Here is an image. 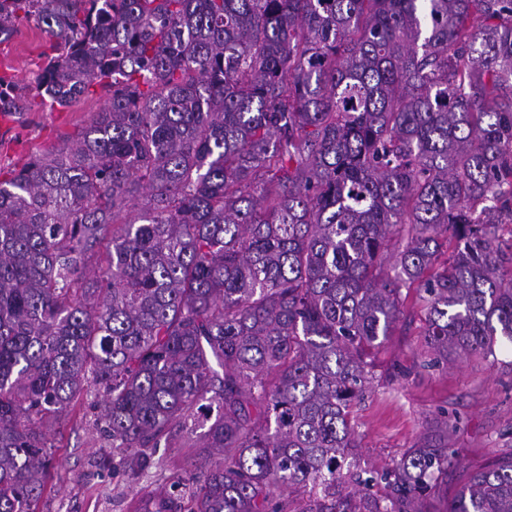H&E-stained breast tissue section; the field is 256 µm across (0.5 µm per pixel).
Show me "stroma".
Segmentation results:
<instances>
[{
	"mask_svg": "<svg viewBox=\"0 0 512 512\" xmlns=\"http://www.w3.org/2000/svg\"><path fill=\"white\" fill-rule=\"evenodd\" d=\"M49 37L35 25H22L0 42V74L34 87L42 67L40 54ZM103 91L81 97L66 108L49 109L40 99L8 126L0 125V169L22 167L36 152L76 138L104 104ZM409 316L373 356L375 378L353 423L357 460L366 468L393 466L423 442L434 419L447 413L448 445L455 459L448 483L426 502L429 512H446L476 471L512 453V344L504 342L488 358L459 357L447 364L423 367V312L408 303ZM408 376H400V369ZM95 389H88L52 423L49 439L56 465L51 470L40 512H138L155 490L184 474L185 449L159 448L158 466L131 470L114 454L95 423Z\"/></svg>",
	"mask_w": 512,
	"mask_h": 512,
	"instance_id": "1",
	"label": "stroma"
}]
</instances>
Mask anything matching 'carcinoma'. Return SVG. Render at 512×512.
I'll return each mask as SVG.
<instances>
[{
	"mask_svg": "<svg viewBox=\"0 0 512 512\" xmlns=\"http://www.w3.org/2000/svg\"><path fill=\"white\" fill-rule=\"evenodd\" d=\"M20 21L42 101L107 99L0 171V512H36L89 386L132 468L195 439L147 512H425L453 450L363 472L351 414L405 291L430 365L512 343V0H0ZM448 512H512V455Z\"/></svg>",
	"mask_w": 512,
	"mask_h": 512,
	"instance_id": "obj_1",
	"label": "carcinoma"
}]
</instances>
